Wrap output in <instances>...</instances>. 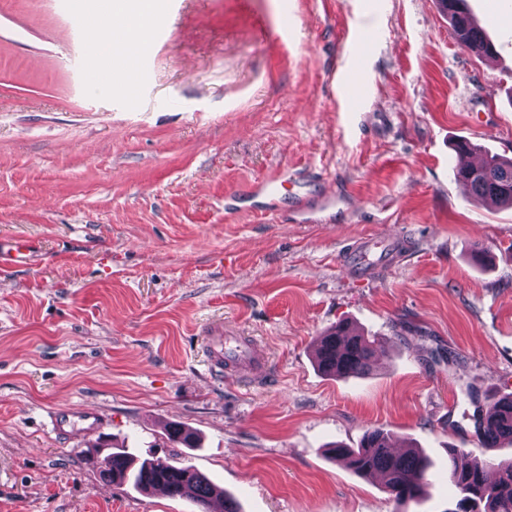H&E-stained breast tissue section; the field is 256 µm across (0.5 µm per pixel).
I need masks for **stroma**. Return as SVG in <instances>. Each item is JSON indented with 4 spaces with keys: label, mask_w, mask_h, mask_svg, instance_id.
I'll return each instance as SVG.
<instances>
[{
    "label": "stroma",
    "mask_w": 512,
    "mask_h": 512,
    "mask_svg": "<svg viewBox=\"0 0 512 512\" xmlns=\"http://www.w3.org/2000/svg\"><path fill=\"white\" fill-rule=\"evenodd\" d=\"M99 2L0 0V239L34 246L0 268V512H193L100 479L89 453L119 445L240 512H449V449L512 461L475 428L512 385V208L451 166L462 140L512 158V0L492 60L437 0H151L146 46L104 73ZM283 171L340 202L317 224L225 211ZM364 236L410 248L358 277ZM216 322L267 354V383L207 373ZM341 323L380 340L363 377L316 367ZM72 405L110 421L60 447L43 411ZM374 428L430 458L423 502L334 458Z\"/></svg>",
    "instance_id": "obj_1"
}]
</instances>
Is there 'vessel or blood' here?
<instances>
[{"label":"vessel or blood","instance_id":"1","mask_svg":"<svg viewBox=\"0 0 512 512\" xmlns=\"http://www.w3.org/2000/svg\"><path fill=\"white\" fill-rule=\"evenodd\" d=\"M284 174L278 173L254 183L245 196H229L224 200L225 210L238 209L241 202L248 200L260 205L271 216H278L277 200L281 194ZM359 261L376 259L377 263L388 264L394 259V252L385 240H358L348 248ZM208 370L215 376L228 373L254 382H263L269 373L267 356L257 352L250 340L244 336H228L223 325L210 327L205 342ZM107 420L104 410L82 406L51 408L45 412L44 431L60 443H73L84 436L101 432Z\"/></svg>","mask_w":512,"mask_h":512}]
</instances>
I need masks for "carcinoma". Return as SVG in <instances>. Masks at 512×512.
I'll list each match as a JSON object with an SVG mask.
<instances>
[{"label": "carcinoma", "instance_id": "1", "mask_svg": "<svg viewBox=\"0 0 512 512\" xmlns=\"http://www.w3.org/2000/svg\"><path fill=\"white\" fill-rule=\"evenodd\" d=\"M448 16L459 44L478 57L489 56L493 46L466 7V0H438ZM458 180L483 200L512 206V159L488 155L478 167L456 169ZM378 349V338L366 336L339 324L316 344L318 369L336 377H359L370 372ZM482 441L490 446L512 444V399L494 402L478 425ZM170 439L185 448L196 447L193 430L181 424L169 426ZM392 434L374 429L364 436L360 448H336V456L358 475L377 474L386 492L398 504L418 502L425 495L429 459L415 449L399 452L391 447ZM99 476L133 485L148 495L158 489L168 496L193 502L198 512H210L211 500L220 495L205 474L181 462L138 460L120 449L92 464ZM448 483L455 495L452 512H512V462L478 463L466 460L457 449L448 450Z\"/></svg>", "mask_w": 512, "mask_h": 512}]
</instances>
